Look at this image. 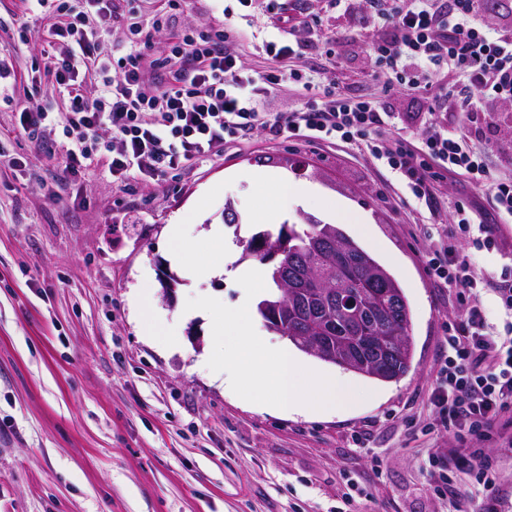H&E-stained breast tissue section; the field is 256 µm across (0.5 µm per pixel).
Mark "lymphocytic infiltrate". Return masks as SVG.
<instances>
[{
	"instance_id": "1",
	"label": "lymphocytic infiltrate",
	"mask_w": 512,
	"mask_h": 512,
	"mask_svg": "<svg viewBox=\"0 0 512 512\" xmlns=\"http://www.w3.org/2000/svg\"><path fill=\"white\" fill-rule=\"evenodd\" d=\"M386 24L371 52L383 78V99L341 92L335 82H317L282 62L303 55L297 40L267 42L273 65L249 73L232 46L239 34L224 28L177 24L185 0H165L149 22L132 20L125 0H25L41 7L60 54L46 57L68 100L66 112L17 102L15 128L38 142L48 127L61 126L63 174L75 178L89 162L107 157L113 183L122 185L149 172L165 173L207 160L255 130L295 144L342 142L367 152L396 174L404 203L448 212L450 222L423 256L433 284L446 289L460 311L443 330L429 399L438 426L460 445L427 456L431 486L452 507L477 501L478 512H497L496 448H511L512 436V266L476 272L469 244L499 247L497 224L512 222V178L496 163L512 164V129L503 128L512 108V24L488 33L478 21V0H366ZM176 28L165 56L147 59L144 26ZM122 27V49L108 47L102 32ZM463 76L443 86L441 66ZM306 92L298 108L269 112L265 105L284 81ZM423 99L420 123L391 111L387 98ZM459 122L449 127L448 114ZM465 177L482 200H448L437 186L448 176ZM496 223H489L488 214ZM493 293L507 314L504 326L490 324L481 296Z\"/></svg>"
}]
</instances>
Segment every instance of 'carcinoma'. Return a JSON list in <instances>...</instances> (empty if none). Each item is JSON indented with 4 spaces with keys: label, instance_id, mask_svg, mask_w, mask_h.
<instances>
[{
    "label": "carcinoma",
    "instance_id": "1",
    "mask_svg": "<svg viewBox=\"0 0 512 512\" xmlns=\"http://www.w3.org/2000/svg\"><path fill=\"white\" fill-rule=\"evenodd\" d=\"M325 228L324 224H307L300 229L282 224L275 232H258L274 243H287V248L278 255L249 249L242 253V259L267 266L269 288L260 303L277 307V317L271 319L260 309L257 313L269 329L300 349L303 342L297 328L313 324L338 354H355L357 364L351 371L380 381L397 380L407 373L412 358L410 308L403 289L386 268L335 224L331 228L346 242V249L336 265L330 266L322 250ZM303 260L317 265L331 287L355 299L354 313L341 309L335 298L306 279ZM284 265L288 266V276L299 285L293 301L284 296L277 282Z\"/></svg>",
    "mask_w": 512,
    "mask_h": 512
}]
</instances>
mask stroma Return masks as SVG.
<instances>
[{"label": "stroma", "mask_w": 512, "mask_h": 512, "mask_svg": "<svg viewBox=\"0 0 512 512\" xmlns=\"http://www.w3.org/2000/svg\"><path fill=\"white\" fill-rule=\"evenodd\" d=\"M311 25L303 39L335 42L327 76L354 94H372L369 42L381 34L366 11L331 9L327 0H296ZM242 30L234 49L246 68L266 70L264 45L275 34L263 0H186L188 26ZM0 93L32 105L66 109L54 78L35 66L49 48L47 20L22 0H0ZM0 162V512H343L348 483L362 490L355 512H449L428 482L422 458L447 442L438 429L408 431L407 418L434 415L428 395L443 326L455 314L434 288L421 255L431 217L398 199L396 176L339 143L271 141L255 131L200 165L113 184L106 159L67 181L60 159L47 158L11 131ZM272 173L306 192L280 222L340 214L372 225L375 258L397 279L411 311L412 360L399 380L359 374L357 403L323 413H282L250 405L234 365L214 372L208 357L227 350L205 319L176 324L167 345L141 300L176 316L201 293L223 311L244 291L222 276L197 284L171 256L173 225L185 227L193 256L211 257L208 234L224 227L234 244L261 231L252 218L255 175ZM233 204L238 223L224 221ZM177 284L164 291L163 273ZM384 460L383 474L372 470Z\"/></svg>", "instance_id": "1"}]
</instances>
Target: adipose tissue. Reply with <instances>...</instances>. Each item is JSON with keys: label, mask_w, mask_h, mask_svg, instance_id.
I'll return each instance as SVG.
<instances>
[{"label": "adipose tissue", "mask_w": 512, "mask_h": 512, "mask_svg": "<svg viewBox=\"0 0 512 512\" xmlns=\"http://www.w3.org/2000/svg\"><path fill=\"white\" fill-rule=\"evenodd\" d=\"M250 323L245 307L211 320L213 333L233 344L231 355L248 385L251 403L283 412L301 408L322 412L356 402L357 389L348 379L307 374L288 348H275L269 356L258 353L250 338Z\"/></svg>", "instance_id": "obj_1"}]
</instances>
